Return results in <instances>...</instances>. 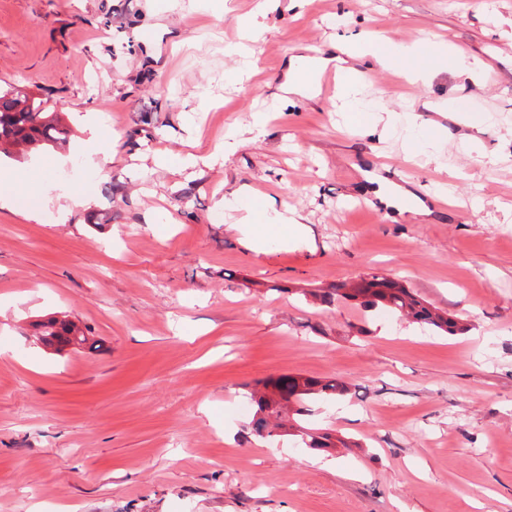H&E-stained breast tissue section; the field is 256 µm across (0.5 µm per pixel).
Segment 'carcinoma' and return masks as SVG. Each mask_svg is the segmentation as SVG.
Here are the masks:
<instances>
[{"label":"carcinoma","mask_w":512,"mask_h":512,"mask_svg":"<svg viewBox=\"0 0 512 512\" xmlns=\"http://www.w3.org/2000/svg\"><path fill=\"white\" fill-rule=\"evenodd\" d=\"M69 138V129L61 125L59 113L48 112L20 92L0 90V154L28 153L45 147H61ZM311 296L324 305L339 301H357L366 308L384 307L438 333L450 336L462 333L466 326L459 320L427 305L401 283L377 274L357 281L322 288ZM37 340L59 352L74 343L95 349L85 335H76L67 319L48 317L34 323ZM344 384L301 375H280L258 381L249 389L255 406L250 430L260 437H272L288 431L289 418L307 411L306 403L318 398L342 396Z\"/></svg>","instance_id":"carcinoma-1"}]
</instances>
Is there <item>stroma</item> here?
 <instances>
[{
    "label": "stroma",
    "instance_id": "stroma-1",
    "mask_svg": "<svg viewBox=\"0 0 512 512\" xmlns=\"http://www.w3.org/2000/svg\"><path fill=\"white\" fill-rule=\"evenodd\" d=\"M255 2L0 0V88L71 134L63 163L0 159L22 183L0 207V512H512V0H278L264 41L228 53ZM371 32L482 65L476 86L362 63L360 102L442 126L432 158L401 127L362 135L342 99L280 98L291 54ZM375 169L446 199L386 214ZM240 188L299 234L248 248L217 207ZM370 272L466 331L307 296ZM49 316L97 348H44ZM285 373L347 386L300 420L341 445L249 434L248 384Z\"/></svg>",
    "mask_w": 512,
    "mask_h": 512
}]
</instances>
